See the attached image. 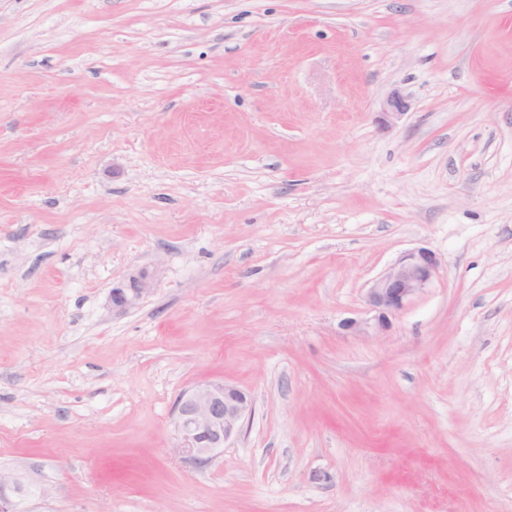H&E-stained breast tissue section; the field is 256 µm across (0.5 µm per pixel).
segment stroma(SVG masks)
I'll return each mask as SVG.
<instances>
[{"instance_id": "35a3bbf8", "label": "stroma", "mask_w": 512, "mask_h": 512, "mask_svg": "<svg viewBox=\"0 0 512 512\" xmlns=\"http://www.w3.org/2000/svg\"><path fill=\"white\" fill-rule=\"evenodd\" d=\"M217 379L253 411L194 465ZM0 471L24 512H512V0H0ZM440 265L439 256L428 248L420 247L406 252L368 289L366 300L374 316L369 320L353 322L350 328L364 333L387 330L391 319L431 284ZM152 279L146 272L130 279L127 288H113L110 296L112 310L125 311L135 306L140 299L152 290ZM252 409L247 392L224 380L207 381L183 393L175 406L177 450L195 465L221 453ZM5 483H10L12 485V492L18 497H24L29 493L28 483L21 475L15 474L3 476L2 472H0V512H20L17 508V502L5 493Z\"/></svg>"}]
</instances>
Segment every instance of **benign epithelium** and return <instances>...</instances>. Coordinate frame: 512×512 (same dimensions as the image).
<instances>
[{
    "mask_svg": "<svg viewBox=\"0 0 512 512\" xmlns=\"http://www.w3.org/2000/svg\"><path fill=\"white\" fill-rule=\"evenodd\" d=\"M440 265L439 256L428 248L406 252L368 289L366 300L374 316L353 322L350 327L364 333L387 330L391 319L431 284ZM151 287V277L144 271L139 273L130 279L128 287L112 289V309L125 311L135 306ZM251 409L249 394L233 383L215 380L196 385L183 393L175 406L178 452L195 465L210 462L239 431ZM6 483L12 485L18 497L29 493L28 483L18 474H0V512H20L17 502L5 493Z\"/></svg>",
    "mask_w": 512,
    "mask_h": 512,
    "instance_id": "1",
    "label": "benign epithelium"
}]
</instances>
